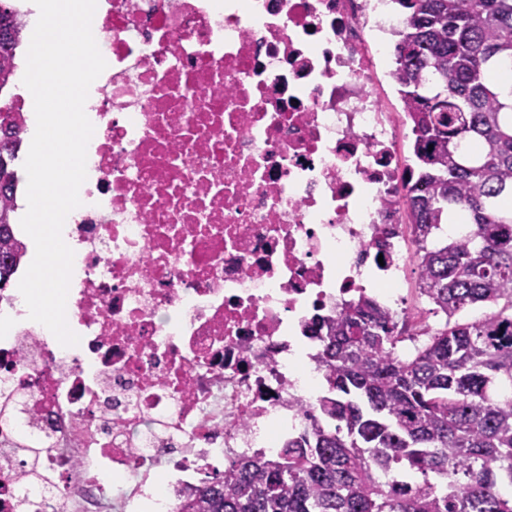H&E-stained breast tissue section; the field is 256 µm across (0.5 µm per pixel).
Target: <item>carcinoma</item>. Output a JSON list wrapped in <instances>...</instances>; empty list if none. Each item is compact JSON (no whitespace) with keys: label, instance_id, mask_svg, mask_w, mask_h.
<instances>
[{"label":"carcinoma","instance_id":"cac0c4a2","mask_svg":"<svg viewBox=\"0 0 512 512\" xmlns=\"http://www.w3.org/2000/svg\"><path fill=\"white\" fill-rule=\"evenodd\" d=\"M397 2L394 78L422 185L408 201L417 286L440 324L400 355L392 315L367 296L315 322L319 420L277 457L240 456L188 489L181 512H512V392H499L512 389V83L496 78L512 71V0ZM18 48V9L0 2V93ZM22 131L0 111V289L27 255ZM456 220L462 236L444 231ZM478 306L492 311L461 317Z\"/></svg>","mask_w":512,"mask_h":512}]
</instances>
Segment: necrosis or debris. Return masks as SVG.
<instances>
[{
	"mask_svg": "<svg viewBox=\"0 0 512 512\" xmlns=\"http://www.w3.org/2000/svg\"><path fill=\"white\" fill-rule=\"evenodd\" d=\"M67 322L0 324V512H177L313 424L315 316L414 332L392 0H97Z\"/></svg>",
	"mask_w": 512,
	"mask_h": 512,
	"instance_id": "1",
	"label": "necrosis or debris"
}]
</instances>
